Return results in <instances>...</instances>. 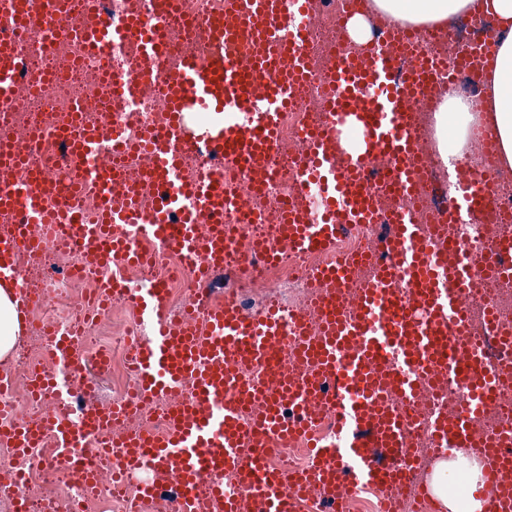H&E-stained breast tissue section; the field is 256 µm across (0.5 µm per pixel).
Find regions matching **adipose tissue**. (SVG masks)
Wrapping results in <instances>:
<instances>
[{"instance_id": "ef3b65f1", "label": "adipose tissue", "mask_w": 512, "mask_h": 512, "mask_svg": "<svg viewBox=\"0 0 512 512\" xmlns=\"http://www.w3.org/2000/svg\"><path fill=\"white\" fill-rule=\"evenodd\" d=\"M474 0H372L374 10L414 26H442L449 20L470 14ZM486 14L494 18L500 30L497 49L481 79L479 103L443 96L436 108V139L441 158L452 154L449 142L464 146L468 130L479 123L496 136L501 162L512 168V0H483ZM23 317L19 312L14 284L0 283V360H7L23 335ZM457 467L467 479L466 493L456 496L448 491V469ZM481 479L480 467L457 457L454 463L437 461L428 477L430 491L444 512H486L488 502L476 498Z\"/></svg>"}]
</instances>
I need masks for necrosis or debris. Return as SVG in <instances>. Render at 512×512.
I'll use <instances>...</instances> for the list:
<instances>
[{"label":"necrosis or debris","instance_id":"4bbe7bcc","mask_svg":"<svg viewBox=\"0 0 512 512\" xmlns=\"http://www.w3.org/2000/svg\"><path fill=\"white\" fill-rule=\"evenodd\" d=\"M347 5L348 0H310L313 23L309 55L316 69H323L330 48L343 40L336 18ZM68 10L72 35L49 47L0 27V46L17 49L26 58L25 79L16 87L10 104L0 107V139L11 140L19 149L30 150L32 176L46 174L62 182L68 179L70 167L55 144L74 109H81L89 123L98 122L106 113L116 115L124 121L126 134L131 139L141 126L164 124L168 111L167 101L159 93L145 92L130 104L112 96L102 86L100 66L85 53L79 36L91 15L82 9L78 0H70ZM448 33L440 53L447 58L449 71H455L456 76L451 79L447 73L437 74L420 100L416 114V128L424 146L417 158V196L427 216L421 231L429 235L447 224L451 197L461 194L471 178L495 176L496 205L476 222L452 226L453 233L466 244L469 256L475 258L490 247L487 225H494L497 233L512 235V180L500 175V153L488 129L472 126L462 153L445 165L439 154L428 146V122L443 94L478 98L479 82L460 71L459 64L463 59L474 57L477 46L484 41L497 40L498 31L492 20L476 22L464 16L449 24ZM325 91L322 78H313L300 90L294 108L283 113L279 131L283 151L275 160L278 179L269 190L247 197L246 207L259 212L263 221L241 225L240 230L245 235H265L269 225L279 221L280 200L287 195L296 196L299 183L294 160L301 146L299 131L302 124L322 117ZM374 234V226L357 224L337 240L333 251L321 254L286 251L278 262H253L247 274L220 284L213 280H195L192 271L171 251L158 252L148 271L112 264L87 267L80 275L67 276L63 273V252L51 245L44 246L38 252L27 254L26 265L18 269L22 279L32 280L34 288L46 298L45 304L36 310L32 326L41 349L26 353L25 363L29 366L48 363V330H78L86 359H94L101 351L109 353L114 399L127 400L136 390V382L128 369V354L139 327L137 322L130 321L120 332L107 331L112 311L106 308L94 312L95 282L113 275L141 280L148 274H157L168 284V312L174 319L180 317L189 302L217 303L226 292L233 294L243 309H251L253 290L260 285L266 289L264 305L282 304L284 292L296 288L302 292L303 303L308 306L316 302L322 288L314 277L315 271L334 257L367 248ZM474 296L469 305L474 330H482V312L490 307L499 316L503 334L512 333V280L476 274ZM84 379L81 373L70 376L71 397L67 400L53 392L47 393L45 399H36L30 395L24 381L11 383L7 393L9 406L24 410L31 425L43 428L44 434L40 444L20 462L0 464V501L13 503L18 490L23 489L27 492L30 512H55L66 501L74 504L77 512H129V504L135 497L133 485L120 487L103 482L86 489L75 477L76 463L83 458L84 449L58 447L52 433L44 429L46 402H55L57 409L63 412L85 404Z\"/></svg>","mask_w":512,"mask_h":512}]
</instances>
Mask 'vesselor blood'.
I'll return each mask as SVG.
<instances>
[{
  "instance_id": "obj_1",
  "label": "vessel or blood",
  "mask_w": 512,
  "mask_h": 512,
  "mask_svg": "<svg viewBox=\"0 0 512 512\" xmlns=\"http://www.w3.org/2000/svg\"><path fill=\"white\" fill-rule=\"evenodd\" d=\"M152 4L153 17L129 14L115 22L102 15L83 33L87 50L101 62L104 84L128 101L157 74L113 67L115 50L132 47L145 60L167 56L163 20L181 9V0ZM67 15L66 0H0L1 24L23 35L37 32L47 43L68 34ZM309 21L308 0H225L222 14L196 20L207 52L178 57L165 81L167 121L143 128L137 142L151 159L145 174L156 191L150 211L136 203V183H118L119 161L130 145L118 120L92 126L72 115L64 145L76 172L64 186L32 182L25 154L0 144V164L12 172L0 188V214L14 219L0 233V280L15 283L23 312L44 297L21 282L15 259L51 241L98 265L142 261L136 242L146 239L180 251L206 280L224 270L245 274L252 254L272 259L283 248L329 249L346 225L377 223L379 188L414 197L419 146L410 104L429 84L438 60L430 50L398 70L394 49L409 42L400 30L390 43L371 41L359 53L331 57L327 120L305 127L308 152L297 160L301 199L283 203L282 219L267 240H244L225 224L231 213L245 223L256 216L225 186L223 170L183 176V159L204 147L237 168L249 189L274 180L273 161L282 149L279 115L313 75L304 49ZM23 73L21 55L1 47V103ZM199 112L207 122L188 127L186 116ZM107 136L108 162L101 152ZM89 187L96 192L94 224L85 223L76 205ZM118 192L130 198L125 208L112 204ZM492 198L490 184L469 182L448 215L486 211ZM419 222L417 207L396 209L373 253L320 270L324 298L314 323L302 310L247 313L232 297L174 320L162 282L130 289L113 279L109 291L127 297L150 335L135 349V400L89 409L77 420L58 412L49 417L62 447L87 450L89 458L79 466L83 481L102 479L94 454L115 448L119 476L138 480L145 500L173 488L176 512H210L214 505L221 512H312L316 502L322 512H346L349 499L366 488L384 497L405 483L416 460L411 439L422 433L434 458L467 448L484 461L492 498L506 499L512 512V482L498 481L512 473V422L492 432L478 426L493 401L512 398V383L501 382L480 347L460 344L470 333L463 302L470 286L466 248L444 233L421 236ZM483 264L512 277V237L497 239ZM363 268L371 276L361 283L356 276ZM400 278L408 293L398 291ZM51 358L80 366L78 339L55 332ZM246 365L257 369V377H244ZM423 376L464 381L468 395L455 415L414 409ZM159 397L169 409L166 435L124 430L139 403ZM323 409L333 414L336 434L312 441L309 468H275L274 451L310 438ZM0 437L20 456L37 441L36 432L21 424ZM228 473L234 477L230 489L224 485Z\"/></svg>"
}]
</instances>
